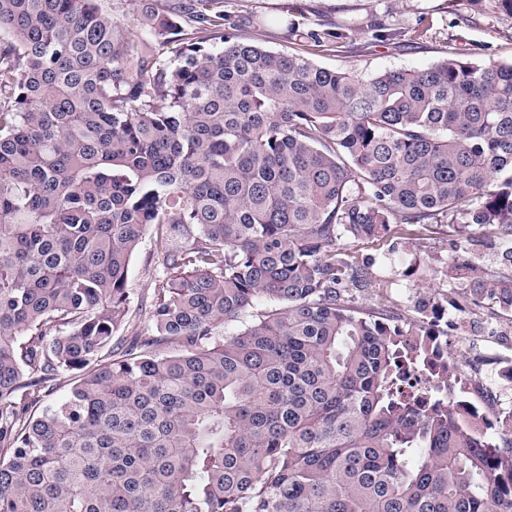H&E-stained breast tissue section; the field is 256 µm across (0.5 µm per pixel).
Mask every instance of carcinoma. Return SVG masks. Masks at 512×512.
Instances as JSON below:
<instances>
[{"instance_id": "obj_1", "label": "carcinoma", "mask_w": 512, "mask_h": 512, "mask_svg": "<svg viewBox=\"0 0 512 512\" xmlns=\"http://www.w3.org/2000/svg\"><path fill=\"white\" fill-rule=\"evenodd\" d=\"M135 2L0 0V512H512V411L479 435L411 381L512 315V63L362 78ZM428 234L448 289L398 312L354 244ZM100 9L112 17V21L121 26H128L135 13L132 0H99ZM153 233L150 231L134 253L129 266V288H133L135 300L148 305L157 283L154 262L151 261Z\"/></svg>"}]
</instances>
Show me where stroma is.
I'll use <instances>...</instances> for the list:
<instances>
[{"label": "stroma", "instance_id": "1", "mask_svg": "<svg viewBox=\"0 0 512 512\" xmlns=\"http://www.w3.org/2000/svg\"><path fill=\"white\" fill-rule=\"evenodd\" d=\"M224 14L250 42L267 50L301 54L327 69L349 70L367 77L396 68L423 69L456 52L485 62H512V17L495 13L492 6L475 9L470 0H224ZM380 20L399 31L397 39L379 42L367 25ZM340 27L346 37L327 46L309 35ZM153 243L144 238L129 266V286L135 298L149 303L157 283L151 260ZM448 238L441 234L413 243L409 254L374 255L376 279L386 281L388 295L408 307L415 284H434L431 271L406 276L410 254L447 258ZM468 354L456 359L460 374L478 376L493 390L490 410L512 409V384L498 380L497 360L512 357V346L501 347L475 322Z\"/></svg>", "mask_w": 512, "mask_h": 512}]
</instances>
